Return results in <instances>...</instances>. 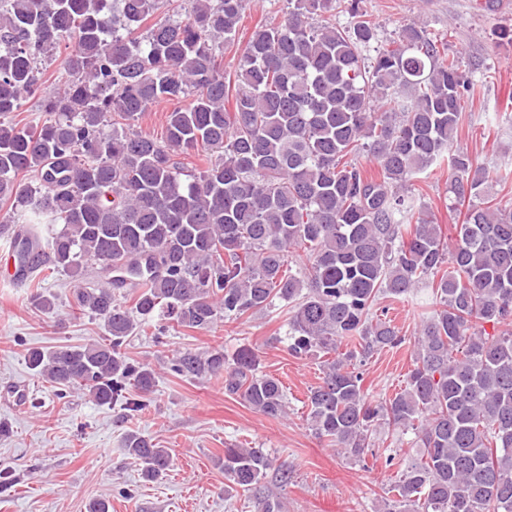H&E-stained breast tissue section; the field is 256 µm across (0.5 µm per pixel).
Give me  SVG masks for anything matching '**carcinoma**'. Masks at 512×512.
<instances>
[{
    "label": "carcinoma",
    "instance_id": "cac0c4a2",
    "mask_svg": "<svg viewBox=\"0 0 512 512\" xmlns=\"http://www.w3.org/2000/svg\"><path fill=\"white\" fill-rule=\"evenodd\" d=\"M332 2L288 0L278 22L254 31L231 83L219 57L244 0H0V236L47 313L55 297L35 278L90 268L105 278L77 289L76 307L106 336L32 349L26 364L134 414L156 383L150 365L122 353L137 328L209 331L278 302L288 354L323 360L307 396L318 438L359 462L381 423L415 435L420 456L384 512H512V206L489 200L490 182L508 175L453 146L476 85L438 41L408 25L367 62L373 24L354 3L349 28L316 22ZM66 42L76 46L61 62L67 79L42 102L53 117L13 121ZM161 102L179 103L161 137L134 128ZM362 151L377 174L346 160ZM443 167L452 206H467L451 244L408 195L416 175ZM291 249L305 268L292 269ZM422 285L431 300L406 386L377 400L362 362L408 338L376 306ZM123 288L137 289L129 306ZM487 323L497 334L485 335ZM170 370L222 374L255 411L287 413L281 382L247 345L184 352ZM124 448L147 479L170 466V450L138 432ZM223 465L227 493L282 512L265 491L268 452L232 445Z\"/></svg>",
    "mask_w": 512,
    "mask_h": 512
}]
</instances>
